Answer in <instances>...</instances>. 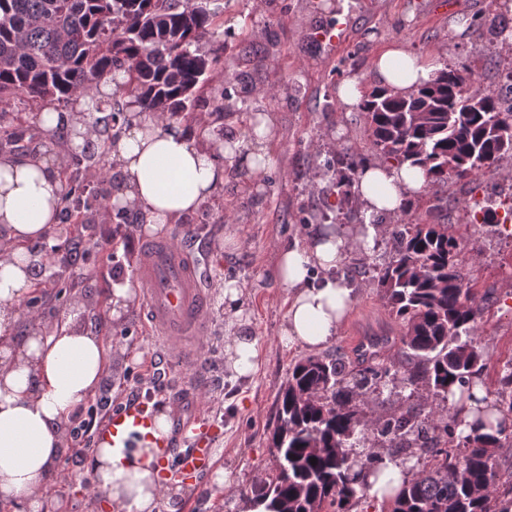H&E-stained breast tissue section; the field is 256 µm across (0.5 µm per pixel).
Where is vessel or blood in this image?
I'll use <instances>...</instances> for the list:
<instances>
[{"instance_id":"1","label":"vessel or blood","mask_w":512,"mask_h":512,"mask_svg":"<svg viewBox=\"0 0 512 512\" xmlns=\"http://www.w3.org/2000/svg\"><path fill=\"white\" fill-rule=\"evenodd\" d=\"M193 234L190 226H176L168 236L148 240L138 272L141 299L147 318L166 339L168 358L185 360L190 345L199 344L207 331L210 292L203 288L201 274L185 246ZM171 429L159 438L164 481L197 482L215 465L213 438L218 426L204 413L187 416L183 395L169 397ZM153 425L152 409L140 403L112 412L99 431L100 439L133 447L144 430ZM187 438L189 446L173 452V437Z\"/></svg>"}]
</instances>
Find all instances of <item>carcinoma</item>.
Returning <instances> with one entry per match:
<instances>
[{
  "mask_svg": "<svg viewBox=\"0 0 512 512\" xmlns=\"http://www.w3.org/2000/svg\"><path fill=\"white\" fill-rule=\"evenodd\" d=\"M223 11L219 0H0V103L66 105L122 70L131 102H103L96 119L103 132L132 103L190 122L216 63L199 42ZM469 28L489 44L507 41L505 26L473 19ZM502 77L503 88L481 89L471 66L447 64L407 96L382 87L362 95L368 152L347 148L336 159V215L354 212L351 187L372 156L422 168L433 189L406 201L398 223L385 229L389 259L359 266L401 323V347L390 359L387 340L376 337L358 360L338 350L291 364L271 432L278 470L247 492L267 512H357L365 477L386 459L411 476L380 512H500L502 500H512V472L501 473L499 463L501 449L512 447V359L495 371L492 400L477 397L475 381L485 382L488 362L475 332L488 293L466 272L463 240L439 195L512 162V68ZM21 141L17 117L0 108V151L27 150ZM103 154L89 146L66 159L76 187L64 222L106 204L107 195L81 181ZM423 397L446 409H426ZM469 401L476 406L465 432ZM373 404L382 407L375 416Z\"/></svg>",
  "mask_w": 512,
  "mask_h": 512,
  "instance_id": "carcinoma-1",
  "label": "carcinoma"
}]
</instances>
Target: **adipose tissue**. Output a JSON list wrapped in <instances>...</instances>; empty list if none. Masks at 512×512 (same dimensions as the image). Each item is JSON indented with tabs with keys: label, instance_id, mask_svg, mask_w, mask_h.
I'll use <instances>...</instances> for the list:
<instances>
[{
	"label": "adipose tissue",
	"instance_id": "1",
	"mask_svg": "<svg viewBox=\"0 0 512 512\" xmlns=\"http://www.w3.org/2000/svg\"><path fill=\"white\" fill-rule=\"evenodd\" d=\"M435 58L401 47L375 61L378 84L405 95L434 78ZM116 75L67 111L46 103L33 123L51 134L56 156L97 142L89 116L99 101L122 96ZM269 115H258L248 137L219 140L189 133L179 119H158L130 106L123 131L106 151L119 174L111 202L136 214L154 231L197 212L224 188V161L244 159L248 173L272 163L267 143ZM424 172L407 166L370 164L351 188L353 204L366 215L396 211L426 184ZM66 193L59 166L42 158L0 155V504L14 512H43V488L57 475L67 446L70 416L94 397L112 364V346L87 331L77 313L56 323L34 322L19 333L21 310L35 289L30 264L42 262L34 244L57 221ZM380 232L364 225L354 234L324 226L303 240L274 248L273 275L283 287L288 311L282 336L287 343L319 350L330 344L352 304L353 292L339 271L350 252L370 251ZM169 407H160L148 438L124 450L97 443L90 471L111 512H157L172 487L160 480L154 440L168 434Z\"/></svg>",
	"mask_w": 512,
	"mask_h": 512
}]
</instances>
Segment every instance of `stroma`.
Listing matches in <instances>:
<instances>
[{"instance_id": "obj_1", "label": "stroma", "mask_w": 512, "mask_h": 512, "mask_svg": "<svg viewBox=\"0 0 512 512\" xmlns=\"http://www.w3.org/2000/svg\"><path fill=\"white\" fill-rule=\"evenodd\" d=\"M224 15L214 37L204 48L219 51L210 85L233 100L244 101L243 112L224 115L225 138H240L249 121L260 113L274 117L267 144L271 167L246 175L238 166H226L224 189L187 223L197 228L192 257L203 279L212 287V313L205 348L199 361L172 363L155 336L140 298L130 301L122 319L114 324L103 317L102 301L120 288L137 285L136 271L147 237L140 226H118L114 208L101 207L88 214L89 229L75 234L88 261L68 266V280L94 276L100 304L88 305L80 315L87 330L110 336L124 350L108 372L113 383L123 382L141 363L162 358L163 378L153 396L166 404L171 391L182 393L202 385L208 391V409L221 433L215 442L217 467L229 470L239 490L274 474L278 462L269 448L276 396L288 366L304 355V348L285 343L281 336L288 302L270 275L274 247L302 239L309 226L337 218L326 191L329 164L346 148L362 146V118L358 106H342L337 88L351 74L375 85L373 59L378 51L399 43L406 49L442 55L445 64H472L480 85L494 89L501 71L512 63V47L485 46L471 33L457 34L459 20L473 13L512 26V12L496 9V0H223ZM341 10L337 35L341 48L323 39L329 6ZM466 249L464 257L478 280L494 298L479 320V334L490 369L512 356V241L499 237L485 224L458 225ZM114 237L116 259L95 250L96 241ZM121 272H114V265ZM247 282L243 334L255 338L260 350L258 371L232 378L225 347L231 338L224 316L226 280ZM402 327L384 308L367 277H359L352 305L334 344L353 353L364 338H400ZM204 376H197V369ZM70 473L69 482H56L49 499L61 512H107L101 495L74 448H67L59 463ZM244 498L230 499L211 477L188 486L184 496L161 504L159 512H243Z\"/></svg>"}]
</instances>
